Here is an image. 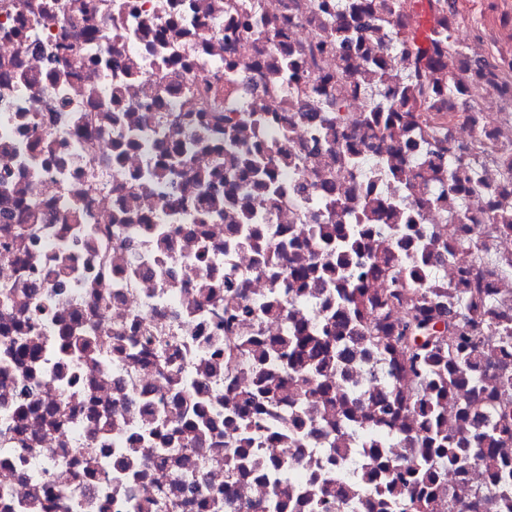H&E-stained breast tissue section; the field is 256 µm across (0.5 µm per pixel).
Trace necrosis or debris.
Returning a JSON list of instances; mask_svg holds the SVG:
<instances>
[{
  "mask_svg": "<svg viewBox=\"0 0 512 512\" xmlns=\"http://www.w3.org/2000/svg\"><path fill=\"white\" fill-rule=\"evenodd\" d=\"M314 2L0 0V169L13 173L0 185V240L18 226L30 233L27 251L0 255V512H161L164 503L170 512H269L271 476L287 460L288 512H311L303 499L334 463L346 469L334 479L340 512H380L363 492L361 466L374 454L400 460L417 439L410 407L419 393L401 357L361 352L329 371L327 385L355 390L361 425L375 416L377 388L394 385L405 409L383 424L388 440L377 449L330 409L316 417L324 433L303 445L282 450L266 432L265 469L234 481L232 449L200 444L193 432L166 447L189 456L188 469L173 470L148 447V435L173 421L162 405L171 391L160 358L115 353L114 336H160L192 386L193 407L220 416L216 391L229 380L242 390L250 375L225 371L213 302L254 305L274 288L250 247L229 246L235 211L206 220L211 196L247 188L253 176L239 167L212 189L199 185L196 172L230 152L195 142L200 114L262 116L266 129L241 126L239 142L295 157L283 190L262 198L252 216L270 240L288 238L292 264L308 260L318 225L368 214L383 227L369 255L419 262L422 284L441 291L448 312L480 284L490 309L481 415L491 416V395L512 378V347L497 342L501 325H512V0H423L459 59L440 57L420 74L398 36L411 0H392L388 15L355 13L356 0H323L321 10ZM360 24L363 45H326L327 33ZM280 44L297 52L300 81L276 71ZM419 80L436 92L426 111L368 128L376 94L391 97ZM129 131L139 144L116 152ZM173 140L189 151L183 174L146 179ZM380 162L402 180L374 178ZM401 212L417 235L408 251L397 247ZM160 225L169 234L162 250L151 238ZM228 276L238 288H225ZM28 277L47 282L48 316L36 327L22 306L7 304ZM325 312L321 296L292 293L287 314L246 317L235 333H311ZM89 329L96 355L60 358L59 337ZM95 415L110 421L105 435L92 433ZM489 488L475 464L464 479L447 470L436 494L466 512Z\"/></svg>",
  "mask_w": 512,
  "mask_h": 512,
  "instance_id": "1",
  "label": "necrosis or debris"
}]
</instances>
